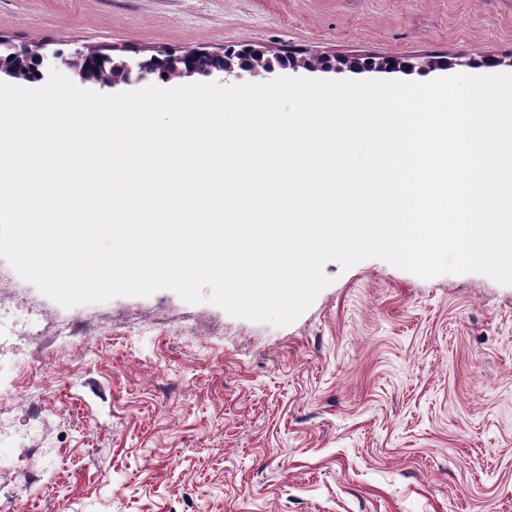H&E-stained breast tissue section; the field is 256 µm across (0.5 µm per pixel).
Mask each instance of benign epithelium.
<instances>
[{
    "instance_id": "obj_1",
    "label": "benign epithelium",
    "mask_w": 512,
    "mask_h": 512,
    "mask_svg": "<svg viewBox=\"0 0 512 512\" xmlns=\"http://www.w3.org/2000/svg\"><path fill=\"white\" fill-rule=\"evenodd\" d=\"M97 51L90 47H82L73 50L70 54L64 55L55 51L47 52L44 46L16 45V43L0 37V72L19 76L21 73L33 68L45 75L52 70L63 66L81 76L84 80H92L102 88H110L120 82H131L132 72H138V77L153 72L158 65H166L172 68V76L183 77L195 73L192 65L194 54L185 53L181 55L169 56L165 50L159 51V54L151 56L149 59L140 61L134 65L125 60H119L112 63L108 69L97 68L92 63L93 55ZM215 67L211 71L231 76L235 70L240 69L251 73L264 72L268 75L276 73L280 69H291L295 72L303 69L308 72L315 71H334L343 72L360 71L362 67L357 65V59H340L336 62L327 57L321 56H291L285 60L282 55L274 53L268 54L263 46L250 45L247 47L245 57L235 60L223 55L214 56ZM446 64L429 60L420 67H415L411 63L399 60L380 61L370 67L368 70H404L411 72L415 69L420 71H434L443 69Z\"/></svg>"
}]
</instances>
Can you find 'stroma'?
<instances>
[{"label": "stroma", "mask_w": 512, "mask_h": 512, "mask_svg": "<svg viewBox=\"0 0 512 512\" xmlns=\"http://www.w3.org/2000/svg\"><path fill=\"white\" fill-rule=\"evenodd\" d=\"M0 35L464 61L512 0H0ZM292 324L163 289L64 307L0 257V483L20 512H512V285L342 269ZM55 450L46 457L43 447Z\"/></svg>", "instance_id": "obj_1"}]
</instances>
